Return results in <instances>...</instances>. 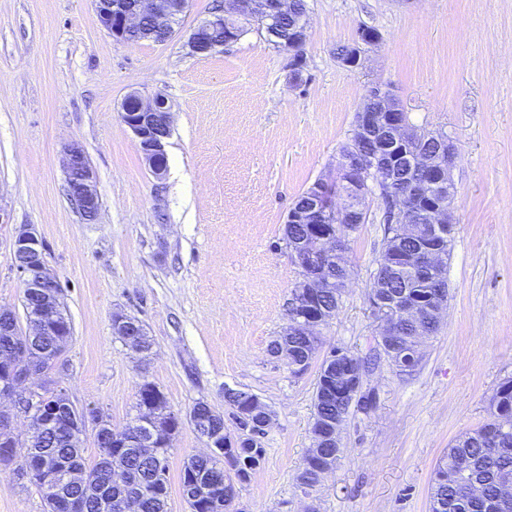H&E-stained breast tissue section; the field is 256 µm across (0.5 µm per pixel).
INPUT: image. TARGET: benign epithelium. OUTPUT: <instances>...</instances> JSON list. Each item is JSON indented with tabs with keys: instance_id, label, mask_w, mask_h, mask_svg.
I'll use <instances>...</instances> for the list:
<instances>
[{
	"instance_id": "obj_1",
	"label": "benign epithelium",
	"mask_w": 512,
	"mask_h": 512,
	"mask_svg": "<svg viewBox=\"0 0 512 512\" xmlns=\"http://www.w3.org/2000/svg\"><path fill=\"white\" fill-rule=\"evenodd\" d=\"M187 0H95V21L106 29L116 40L125 41L127 34L140 27L143 19L153 18L169 30L184 12ZM253 11L269 17L288 8V0H254ZM245 0H232L231 8L199 25L189 38L190 49H196L201 36L217 27L228 32L229 39H235L240 20L244 15ZM379 36L370 30L358 32L355 46L341 63L350 68L360 64V45H374ZM121 121L134 136L135 145L153 175L160 179L165 175L167 139L171 132L170 106L163 96L144 98L136 92L128 94L120 106ZM420 137L407 121L406 113L399 107L391 91L383 87L369 90L359 109L355 141L373 139L378 150L366 159L353 163L349 157L336 164V174L329 179H319L311 189L312 207L308 210H291L287 221L292 224H309V237L291 248L296 265L300 269V280L295 286L292 307L313 311L315 300L325 290L336 288L344 280V263L339 258L346 253V232L362 224L366 218V176L374 171L379 175L390 173L409 159V155L394 151L397 145L408 144ZM456 156L453 143H448V156L435 158L417 154L412 164L421 168L426 183L441 191L447 190L451 179V168ZM67 173L71 174L70 192L77 208L87 218L94 219L99 211V197L95 187V174L82 149L73 146L67 152ZM422 186L411 183L394 198L407 233L426 242L421 251L409 259V264L421 270L433 271L440 267L441 256L437 249L427 242L443 236L447 225L452 223V214L442 203L419 207ZM330 228H324V225ZM14 256L21 258L17 269L23 277L24 288L41 294L42 300L32 315L27 335L40 336L47 322L55 319L59 303L57 280L45 260L44 247L35 230L30 226L19 228L13 239ZM372 310L381 322L378 342L383 344L399 335L401 324L406 319L420 320L425 310L417 304L402 302L395 298L382 302L372 298ZM321 317L311 319L297 315L289 319L283 337L300 333H317ZM17 335L15 314L8 307H0V335ZM46 373L36 369L12 372L0 377V430L9 434L10 449L3 452L5 457L16 456L15 448L22 447L23 465L17 468L18 475L28 483L43 485L53 494L54 500L63 512H87L86 494L76 491L84 487L83 474L46 456L34 457L35 448L43 433L75 429L83 432L87 427L94 429L95 438L111 430L93 411L76 408L66 392L59 399L40 406L32 395L42 386ZM234 410L253 420L256 431L261 433L271 424V414L261 399L251 393H235ZM144 416L123 430L129 441L146 448L153 447L154 433L160 421L173 418L176 413L164 404L154 401L143 406ZM40 416L38 425L24 441H18L15 424L20 418H29L32 413ZM191 423L208 449L221 446L224 442V427L207 419L191 418ZM129 473L115 460L112 482L100 485L95 495L100 499L112 493V486L124 484Z\"/></svg>"
}]
</instances>
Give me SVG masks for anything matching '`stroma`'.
Masks as SVG:
<instances>
[{
  "mask_svg": "<svg viewBox=\"0 0 512 512\" xmlns=\"http://www.w3.org/2000/svg\"><path fill=\"white\" fill-rule=\"evenodd\" d=\"M229 6L189 0L171 40L131 45L96 23L93 0H0V306L26 325L12 242L33 226L72 324L55 373L71 401L120 429L148 381L182 418L168 512H189L181 469L204 447L187 418L193 405L208 403L237 431L228 388L258 395L273 415L263 461L237 487L238 512H302L297 476L320 363L295 376L270 353L300 279L285 222L295 199L333 173L369 88L389 85L412 126L457 147L448 307L411 374L384 365L369 376L377 405L350 415L345 456L313 499L317 512H429L437 462L486 421L490 396L512 379V0H308L300 56L253 24L237 42L194 54V29ZM364 25L381 40L345 67L336 50ZM133 90L171 106L160 179L119 116ZM73 145L96 174L92 221L67 191ZM382 214L370 198L348 237L351 282L321 353L375 344L368 296ZM117 312L142 322L149 357L113 335ZM46 510L0 465V512Z\"/></svg>",
  "mask_w": 512,
  "mask_h": 512,
  "instance_id": "35a3bbf8",
  "label": "stroma"
}]
</instances>
